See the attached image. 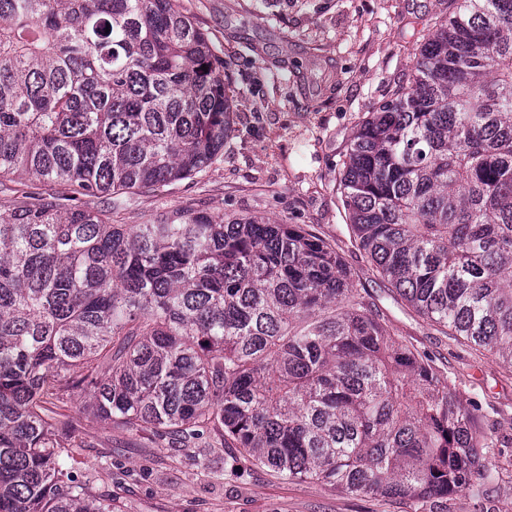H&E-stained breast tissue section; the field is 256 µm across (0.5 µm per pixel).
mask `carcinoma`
I'll list each match as a JSON object with an SVG mask.
<instances>
[{
    "instance_id": "carcinoma-1",
    "label": "carcinoma",
    "mask_w": 512,
    "mask_h": 512,
    "mask_svg": "<svg viewBox=\"0 0 512 512\" xmlns=\"http://www.w3.org/2000/svg\"><path fill=\"white\" fill-rule=\"evenodd\" d=\"M208 67L203 71L201 66ZM234 123L224 62L174 0H0V512H119L84 419L206 435L283 480L447 512L512 445L392 337L332 245L185 208L112 224L93 199L205 170ZM373 270L512 369V0H458L340 178ZM83 395L78 415L48 404Z\"/></svg>"
}]
</instances>
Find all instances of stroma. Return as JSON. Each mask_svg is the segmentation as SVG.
Segmentation results:
<instances>
[{"label": "stroma", "instance_id": "obj_1", "mask_svg": "<svg viewBox=\"0 0 512 512\" xmlns=\"http://www.w3.org/2000/svg\"><path fill=\"white\" fill-rule=\"evenodd\" d=\"M225 61L234 128L195 177L153 193L125 194L114 212L141 224L186 206L299 224L332 244L367 289L390 334L432 357L464 401L490 402L488 420L512 428V371L485 351L442 335L397 300L355 244L339 187L361 122L411 73L448 0H176ZM82 461L103 456L127 472L122 512H404L318 483L275 478L233 448H167L147 433L84 422ZM487 500L454 496L448 512H512V455Z\"/></svg>", "mask_w": 512, "mask_h": 512}]
</instances>
